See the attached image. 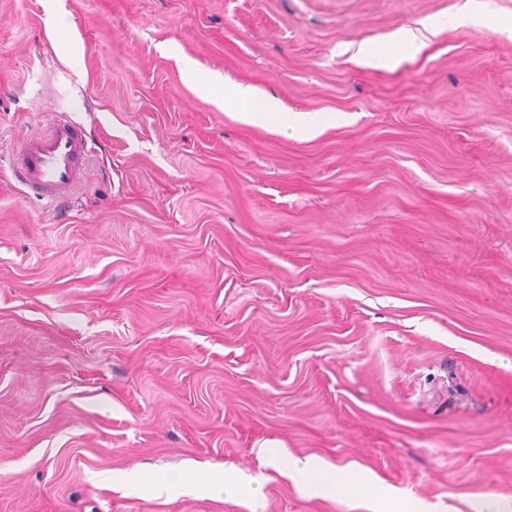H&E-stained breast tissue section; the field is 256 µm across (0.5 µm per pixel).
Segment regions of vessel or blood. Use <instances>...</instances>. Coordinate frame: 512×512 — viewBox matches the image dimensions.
<instances>
[{"label": "vessel or blood", "instance_id": "1", "mask_svg": "<svg viewBox=\"0 0 512 512\" xmlns=\"http://www.w3.org/2000/svg\"><path fill=\"white\" fill-rule=\"evenodd\" d=\"M91 145L75 122L50 117L14 152L11 173L26 194L56 202L73 197L85 177Z\"/></svg>", "mask_w": 512, "mask_h": 512}]
</instances>
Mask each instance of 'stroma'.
<instances>
[{
  "label": "stroma",
  "instance_id": "obj_1",
  "mask_svg": "<svg viewBox=\"0 0 512 512\" xmlns=\"http://www.w3.org/2000/svg\"><path fill=\"white\" fill-rule=\"evenodd\" d=\"M465 2L0 0V512H365L201 491L269 444L512 502V0ZM428 17L396 70L354 62ZM50 112L93 147L62 216L10 173ZM185 70L191 79L196 81L202 92L214 96L218 103H224V107H228L231 99L242 101L245 105L237 112L242 122L257 126H272L274 124L277 126V119L280 113L278 100L271 97L258 98L252 89L248 87H237L232 89L231 92L225 90L223 99L222 96L212 94L204 83L197 82V73L192 64H186ZM319 124L308 116H296L286 124L277 127L278 132L289 138L305 139L318 134Z\"/></svg>",
  "mask_w": 512,
  "mask_h": 512
}]
</instances>
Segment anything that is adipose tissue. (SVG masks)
Masks as SVG:
<instances>
[{
  "mask_svg": "<svg viewBox=\"0 0 512 512\" xmlns=\"http://www.w3.org/2000/svg\"><path fill=\"white\" fill-rule=\"evenodd\" d=\"M231 98L242 101L243 106L238 115L242 122L257 125H278L280 133L296 139L311 138L318 134V123L307 116H297L286 124H278L280 106L278 100L265 97L258 98L252 89L239 87L230 93ZM265 469L252 475L247 484L232 477L224 478V493L228 496L239 494L241 488H248L251 495H258L267 480V469H275L290 479L304 493L321 496L328 492L348 487L353 476L347 470L327 465L316 457L284 458L282 453L272 451L265 456Z\"/></svg>",
  "mask_w": 512,
  "mask_h": 512,
  "instance_id": "adipose-tissue-1",
  "label": "adipose tissue"
}]
</instances>
